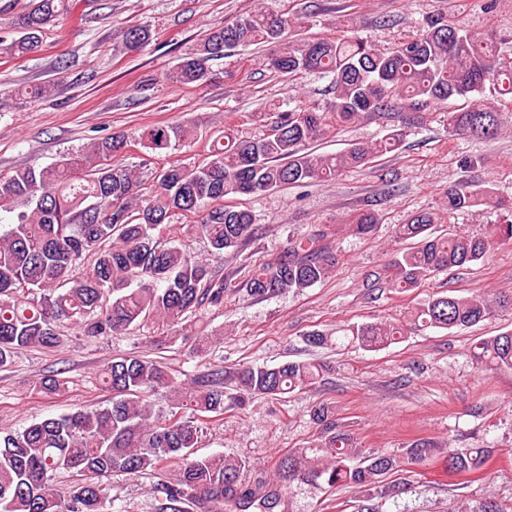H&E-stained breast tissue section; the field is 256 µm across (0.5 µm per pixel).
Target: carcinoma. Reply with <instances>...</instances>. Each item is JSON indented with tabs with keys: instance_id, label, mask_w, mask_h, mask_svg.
Segmentation results:
<instances>
[{
	"instance_id": "obj_1",
	"label": "carcinoma",
	"mask_w": 512,
	"mask_h": 512,
	"mask_svg": "<svg viewBox=\"0 0 512 512\" xmlns=\"http://www.w3.org/2000/svg\"><path fill=\"white\" fill-rule=\"evenodd\" d=\"M73 0H31L12 20L18 38L9 50L38 51L44 29L71 12ZM310 15L257 10L231 22L219 21L163 74L166 81L202 85L213 78L209 62L224 50L242 45L277 44L267 68L290 80L315 73L329 81L326 106L268 108L267 133L259 138L224 125L199 164H171L155 171L148 196L140 194L136 172L119 163L133 141L161 155L192 140L182 123L153 125L137 136L95 138L75 154L40 170L18 169L0 178V212L9 213L0 231V368L20 350L52 347L58 328L68 324L87 336H119L148 320L174 327L183 315L208 302L219 305L228 288H244L264 298L302 291L326 281L336 269V255L315 246L319 235L291 243L272 262L251 270L239 283L216 277L209 266L175 246L161 244L154 230L176 213L197 217L196 228L214 253L236 248L253 234L255 216L224 204L227 197L265 192L289 185L329 181L365 166L401 146L403 130L371 143H356L336 154H318L310 145L329 132L326 119L341 126L364 113L380 112L405 99L415 111L439 110L454 97L512 100V57L442 15L425 21V32L388 49H378L354 30L332 39L295 38ZM126 47L139 50L148 32L130 26ZM448 129L458 134L497 135L498 113L472 106L446 112ZM448 213L478 205L512 207L487 187L460 180L448 185ZM375 213L360 214L354 230H374ZM434 212L418 211L398 225L396 237L413 246L397 252L387 266L391 286L403 292L431 275L483 261L495 248L512 245V219L493 224L478 236L458 231L436 235ZM90 267H85V262ZM512 314V294L493 299L481 292L467 296H430L413 321L424 328H470L494 311ZM403 326L394 322L343 329L347 344L378 350L397 342ZM473 358L512 370V329L474 344ZM314 361L278 367L246 365L234 376L233 391L223 378L198 389L178 383L158 358L125 356L102 369V383L112 392L106 406L34 421L14 431H0V512H102L106 480L114 473L163 471L177 463L174 476L155 484L156 512H289L285 491L306 482L327 496L339 487L383 498L395 488L386 479L408 464H426L434 449L423 439L401 454L365 451L339 429L333 408L318 403L311 418L317 437L283 454L269 481L245 482L246 461L224 455L194 457L192 449L208 424L232 406L243 408L254 397L283 398L323 377ZM165 391L170 409L151 417L148 398ZM191 417L179 414L184 406ZM491 448L448 451L454 474L482 471ZM82 476L68 494L57 491L60 472Z\"/></svg>"
}]
</instances>
